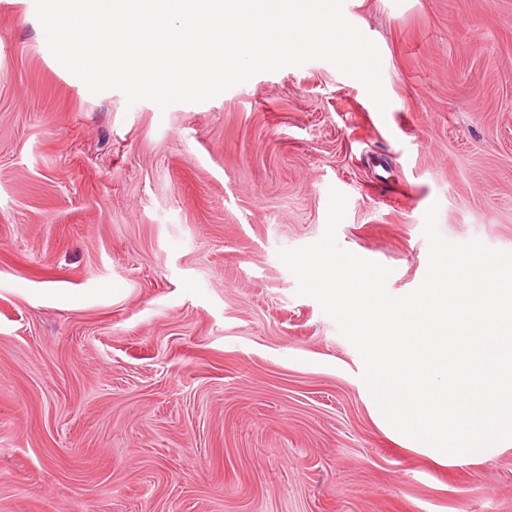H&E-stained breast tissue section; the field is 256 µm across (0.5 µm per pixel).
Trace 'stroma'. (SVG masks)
Segmentation results:
<instances>
[{"instance_id": "1", "label": "stroma", "mask_w": 512, "mask_h": 512, "mask_svg": "<svg viewBox=\"0 0 512 512\" xmlns=\"http://www.w3.org/2000/svg\"><path fill=\"white\" fill-rule=\"evenodd\" d=\"M389 99L313 60L167 110L91 94L0 0V512H512V447L383 429L363 362L279 260L392 270L438 230L512 252V0H345Z\"/></svg>"}]
</instances>
